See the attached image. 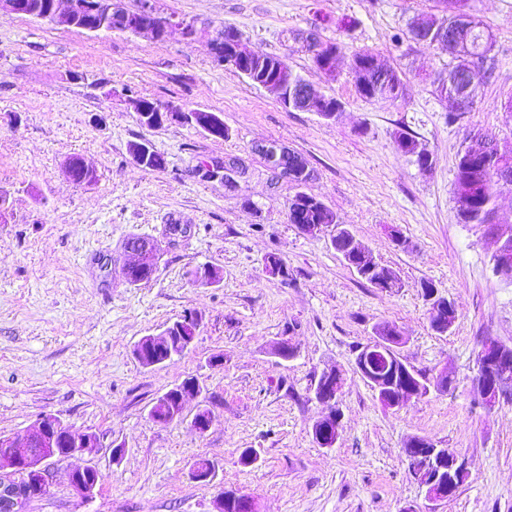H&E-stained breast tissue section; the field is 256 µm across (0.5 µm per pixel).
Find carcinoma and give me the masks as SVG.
I'll list each match as a JSON object with an SVG mask.
<instances>
[{
	"mask_svg": "<svg viewBox=\"0 0 512 512\" xmlns=\"http://www.w3.org/2000/svg\"><path fill=\"white\" fill-rule=\"evenodd\" d=\"M458 7L443 13L440 17L428 21V27L419 31L416 26L410 27L412 38L417 42L438 43L448 48L451 62L448 72L440 73L432 81L431 86L436 95L443 90L474 96V90L468 80L471 68L477 67L490 72L495 67L494 56L491 55L493 41L489 30L484 26L477 14L472 0H454ZM373 53L361 50L353 55L349 73L353 75L357 94L367 100H386L395 102L404 96V83L402 75L391 70L390 78H381L371 68L365 66ZM266 66L258 73L252 74V81H265L269 78L288 81V88L298 93L302 90L304 79L293 72L288 62L276 55L261 54ZM485 141L479 147L467 145L457 154L454 170V204L456 216L462 224H497V200L507 184H512V168L504 172L500 160L495 157L493 150L497 147V138L490 132L484 133ZM404 153L414 158V162L423 165L422 156L428 150L421 146L415 138L403 135ZM508 175L509 183H503V175ZM302 194L297 192L289 202L288 217L292 224H323L336 227L332 236L333 246L337 252L345 253V236L348 230L343 227L339 217L329 207L319 208L308 206L299 209V198ZM156 267L146 270L129 269L124 273L125 281L130 285L145 284L152 280ZM360 277L374 288L382 287V283H389L397 277L396 272L384 265L372 273H362ZM139 351L138 361L145 367L154 364H165L180 356L182 346L173 345L172 348L162 351L148 347V339L143 338L137 344ZM376 374L380 375L382 384L396 391L402 388L407 381L415 384H425L428 378L422 372L414 369L402 359L400 352H393L391 361L378 359ZM194 383L188 378L176 387L170 388L157 401L152 410L170 418L180 411L179 394Z\"/></svg>",
	"mask_w": 512,
	"mask_h": 512,
	"instance_id": "cac0c4a2",
	"label": "carcinoma"
}]
</instances>
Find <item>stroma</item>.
<instances>
[{"mask_svg":"<svg viewBox=\"0 0 512 512\" xmlns=\"http://www.w3.org/2000/svg\"><path fill=\"white\" fill-rule=\"evenodd\" d=\"M154 2L161 15L194 23L196 38L85 33L0 11V436L53 414L106 442L47 460L52 482L27 512H216L228 489L254 497L260 512H428L404 453L414 436L452 449L469 472L437 512H512V401L487 411L474 385L482 340L512 346V276L494 268L488 227L459 223L453 202L457 153L473 132L495 133L512 152V115L501 107L512 95V0H476L496 65L478 73L475 107L454 122L430 84L448 70L447 49L409 33L436 0ZM223 26L250 48L285 57L316 95L339 99L337 119L286 109L215 62L210 40ZM310 29L340 45L335 78L315 68L299 40ZM364 49L402 72L401 99L359 97L349 64ZM142 98L217 113L229 135L215 139L187 121L144 126L134 110ZM403 133L432 153L431 171L401 151ZM270 141L307 161L308 192L398 274L401 288L371 287L329 234L306 236L289 223L296 189L273 182L253 150ZM140 142L164 168L135 162L130 146ZM73 156L95 169L92 183L67 179ZM229 157L246 169L234 189L199 175V165ZM389 225L408 248L387 236ZM131 236L159 252L153 279L138 286L122 275ZM272 254L286 275L267 272ZM205 266L222 271L220 283L197 279ZM425 280L456 306L447 334L430 327ZM191 312L201 324L190 349L140 365L137 342ZM385 323L403 332L408 363L432 376L448 370L447 390L399 411L381 406L355 358ZM285 340L296 348L287 360L276 352ZM215 356L221 365H211ZM331 368L346 384L342 434L326 449L312 438L324 412L312 388ZM188 377L199 396L181 419L154 421L156 399ZM201 405L213 413L202 434L191 425ZM113 443L124 448L117 461ZM247 448L259 454L250 466L240 462ZM200 458L214 466L210 480L191 476ZM85 465L102 475L87 500L68 481Z\"/></svg>","mask_w":512,"mask_h":512,"instance_id":"35a3bbf8","label":"stroma"}]
</instances>
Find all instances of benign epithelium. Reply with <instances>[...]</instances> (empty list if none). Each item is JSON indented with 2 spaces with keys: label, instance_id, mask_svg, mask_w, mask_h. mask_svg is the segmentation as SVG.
Masks as SVG:
<instances>
[{
  "label": "benign epithelium",
  "instance_id": "obj_1",
  "mask_svg": "<svg viewBox=\"0 0 512 512\" xmlns=\"http://www.w3.org/2000/svg\"><path fill=\"white\" fill-rule=\"evenodd\" d=\"M86 0H50L48 7L40 11L33 7L30 0H0V10L18 16L49 21L53 24L73 28L87 33L121 30L132 34H147L155 40H164L172 32H179L184 38L197 35L194 25L174 17H162L157 13L153 0H142L135 11H127L107 0L101 19L94 20L86 16ZM302 42L312 52V59L321 73L329 78L336 76V48L317 42L313 32L302 36ZM211 52L214 58L226 65L245 63L255 59L259 51L247 47L241 37L234 31H224V40L211 39ZM268 94L278 100L285 108L295 103V97L288 93V86L283 83L259 84ZM164 122L188 120L206 129L221 127L222 118L215 113L207 115L196 112L186 113L174 106L162 109ZM255 151L262 154L277 179L286 180L296 174L309 173V167L301 157L276 142H264L255 146ZM203 176L208 179H219L228 187L234 186L237 179L243 176L244 167L236 159H228L221 166L201 165ZM497 243L493 254L495 268L499 272L512 275V226L499 225L493 232ZM350 248L353 254L361 259L366 267L374 269L380 265L372 254L356 240L350 237ZM129 261L126 266H143L157 261V248L147 244L126 249ZM403 344L401 331L395 326L384 327V335L363 349L362 360L375 357L377 352L396 349ZM512 359L503 354L498 345H489L482 350L479 366L484 377L477 382L478 393L485 407L493 410L512 395V371L508 367ZM345 385V375L339 369H330L321 373L313 387L316 401L326 407V411L315 423L312 435L320 448H333L340 439L342 424L341 413L332 409L341 395ZM445 390L448 388V370L444 369L436 375L431 385L425 387L410 385L393 395L376 386L375 392L379 401L388 409L400 410L414 399L424 396L430 389ZM66 439L67 456L75 457L90 453L102 447L100 438L93 432L81 435L73 433L53 414H45L25 433L18 436L0 438V506L7 512L17 509L25 499H35L49 486L50 472L43 467L38 458L37 446L54 447L57 436ZM405 455L413 462L411 475L416 483L425 489V500L435 507L449 497L448 479L441 477L440 471L448 468L455 472L456 477L465 479L466 468L457 456L448 455V449L439 448L429 440H413L404 448ZM22 476L21 485H10L9 480Z\"/></svg>",
  "mask_w": 512,
  "mask_h": 512
}]
</instances>
